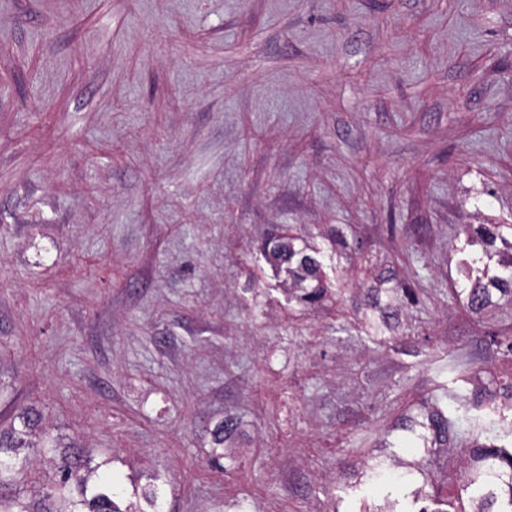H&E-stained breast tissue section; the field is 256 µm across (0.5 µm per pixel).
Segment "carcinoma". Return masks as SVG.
Wrapping results in <instances>:
<instances>
[{
	"mask_svg": "<svg viewBox=\"0 0 512 512\" xmlns=\"http://www.w3.org/2000/svg\"><path fill=\"white\" fill-rule=\"evenodd\" d=\"M478 235L483 244V256L489 261L497 258L501 274L474 279L471 266L462 269L467 278L473 279L463 293L469 309L475 313L496 305L502 298L512 304V241L507 243L508 251L494 250L495 242L500 238L495 224L479 225ZM271 242L269 260L278 267H285L289 290L301 301H320L326 289L322 286L318 251L297 243L295 238L285 241L274 236ZM18 419L20 426L12 424L6 429L0 428V512H133L129 506L120 508L115 501L119 488L117 480L105 470L108 462L103 461L92 468L75 453L63 457L59 486L45 495L47 499L55 495L67 499L70 509L53 510L29 500L25 488L27 465L20 462L19 454L25 447L24 437L38 427L40 417L26 409ZM420 426L430 430L436 438L446 437L455 421L438 409ZM458 477L470 510H460L450 501L446 512H512V450L493 443L478 445L459 465Z\"/></svg>",
	"mask_w": 512,
	"mask_h": 512,
	"instance_id": "carcinoma-1",
	"label": "carcinoma"
}]
</instances>
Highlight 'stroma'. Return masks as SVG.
Listing matches in <instances>:
<instances>
[{"label":"stroma","instance_id":"stroma-1","mask_svg":"<svg viewBox=\"0 0 512 512\" xmlns=\"http://www.w3.org/2000/svg\"><path fill=\"white\" fill-rule=\"evenodd\" d=\"M478 224L512 240V0H0V422L141 512H376L375 465L442 463L424 399L487 442L512 307L457 299ZM273 245L267 252L269 260L276 266L285 265L288 274V288L298 300L315 303L326 293L321 281L322 263L318 251L307 244L297 243V238L284 241L278 236L270 239Z\"/></svg>","mask_w":512,"mask_h":512}]
</instances>
